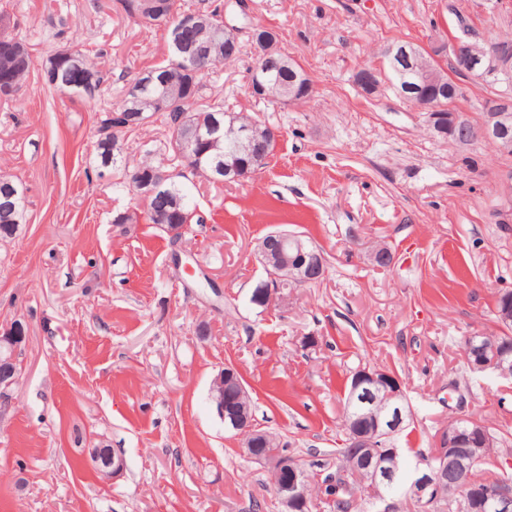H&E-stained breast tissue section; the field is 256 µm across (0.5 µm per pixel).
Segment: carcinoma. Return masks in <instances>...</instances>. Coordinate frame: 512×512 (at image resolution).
<instances>
[{"label":"carcinoma","mask_w":512,"mask_h":512,"mask_svg":"<svg viewBox=\"0 0 512 512\" xmlns=\"http://www.w3.org/2000/svg\"><path fill=\"white\" fill-rule=\"evenodd\" d=\"M120 8L128 15L142 10L144 22L167 28L171 48L170 58L148 68L154 81L137 93L123 91L121 109L132 117L126 132L133 133L147 124L156 114L163 112L169 120L170 134L162 151L168 154L169 164L150 158L140 160L134 169L141 178L149 181L153 170L180 168V172L164 185L144 196L146 219L152 224H193L200 222L192 207L189 193L180 179L187 174H200L210 180L224 178V163L237 161L246 175L264 168L260 160L243 156V149L236 146L235 133L239 114L224 110V103L207 100L202 79L224 63L235 60L240 49L226 47L228 42L224 26V4L209 5L191 10L193 23L180 26L168 14L167 0H118ZM10 21L0 16V97H15L30 73L34 61L22 40L9 32ZM45 80L59 92L94 100L104 91L106 79L87 56L71 47H63L48 55L41 63ZM305 71L293 58L275 49L270 53L267 73L261 78L269 97L276 101L280 91L302 87ZM106 109L100 118L95 160L100 168L118 169L122 147L119 136L112 131V113ZM217 121L223 130V142L218 149L207 152L193 141L196 128ZM26 214V200L22 187L8 177L0 175V238L14 235ZM504 330L484 338L488 345L512 348V320L503 322ZM407 415L404 426L389 434L381 433L375 444L384 448L411 426L413 415L409 403H403ZM306 479L308 506L302 512H313L321 507L326 512H358L362 490L371 486L370 460L358 461L349 454V448L336 450L335 470L310 473L301 469ZM480 483L491 485L512 481V461L509 457L495 455L494 459L476 461L471 468Z\"/></svg>","instance_id":"obj_1"}]
</instances>
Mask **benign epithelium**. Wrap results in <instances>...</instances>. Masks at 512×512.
Instances as JSON below:
<instances>
[{
    "instance_id": "benign-epithelium-1",
    "label": "benign epithelium",
    "mask_w": 512,
    "mask_h": 512,
    "mask_svg": "<svg viewBox=\"0 0 512 512\" xmlns=\"http://www.w3.org/2000/svg\"><path fill=\"white\" fill-rule=\"evenodd\" d=\"M249 40L254 48L251 72L253 75L265 71L268 47L271 37L257 32H249ZM454 65L460 74L468 75L476 70L485 78H498L512 72V54L502 46L487 44L481 49L467 41L458 40L452 46ZM385 56L391 61L396 74L393 87L402 101H411L419 111L427 114L430 127L443 137H452L462 144L477 141H492L504 150L512 149V98L498 99L489 104L485 120L473 125L460 117L450 108L443 112L437 100L440 87L435 85L433 77L425 65L421 50L410 43H396L389 46ZM258 262L265 271H270L269 262L277 256L280 263L276 277L280 281L304 286L322 279L325 262L322 251L315 246L311 249L312 260H307L300 235L288 231H272L259 239L255 248ZM280 286L264 282L252 295V301L263 307L271 306L279 296ZM483 334L477 333L467 338L466 348L471 353H479L482 358L475 368L482 372H492L509 379L512 377V351L507 348H487L482 341ZM24 327L14 323L0 330V385L12 386L18 376L16 353L25 341ZM354 394L384 393L385 397L396 401L397 415L387 421L366 412L354 418L346 435L347 447L358 451L370 446L372 437L362 422L373 425L374 430L383 428L391 431L404 424L402 410L397 400L402 398V385L396 376L382 379L376 373L362 371L352 384ZM212 398L224 425L235 431L244 440L249 454H254L256 439L261 436L259 427L252 416L238 404L250 400L249 392L236 376V369L227 364L214 377L211 386ZM447 439V452L436 457V467L423 472L412 484L415 498L426 501L448 490V499L461 498L467 502L476 500L482 504L484 512H512V482H500L496 485L478 484L471 480V463L487 455L492 437L487 432L477 435L453 425L444 430ZM397 449L387 448L378 455L373 473L374 486L368 488L370 495L386 500V494L379 487L394 480L397 464ZM91 460L105 477H115L124 469L122 456L108 448H94ZM272 467L274 487L282 507L280 512H298V508L307 504L305 483L299 474L297 460L286 454L273 452L265 457Z\"/></svg>"
}]
</instances>
